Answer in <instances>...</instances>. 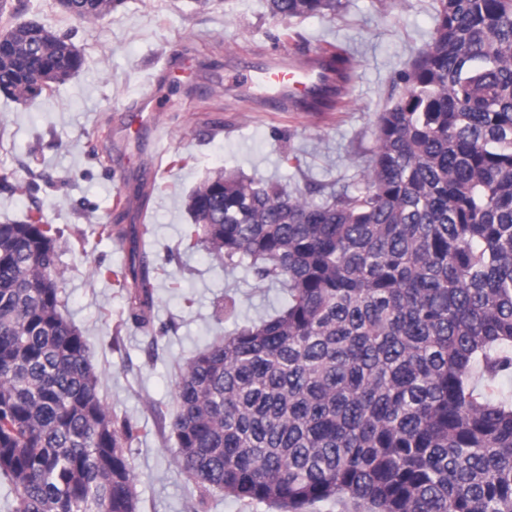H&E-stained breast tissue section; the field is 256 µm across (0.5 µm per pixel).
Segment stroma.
<instances>
[{
    "instance_id": "obj_1",
    "label": "stroma",
    "mask_w": 512,
    "mask_h": 512,
    "mask_svg": "<svg viewBox=\"0 0 512 512\" xmlns=\"http://www.w3.org/2000/svg\"><path fill=\"white\" fill-rule=\"evenodd\" d=\"M25 3L0 19L67 36L84 64L35 101L0 93V224L38 207L59 230L62 314L86 340L112 416L140 429L128 448L139 512H197L196 490L173 461L180 370L235 323L279 309L284 294L246 265L227 268L204 248L186 249L188 197L216 171L298 187L316 200L352 182L376 145L380 112L403 92L399 73L431 39L430 0H342L337 15L285 22L265 0H124L92 24L58 0ZM286 27L303 43L285 41ZM326 42L351 58L342 111L253 110L237 82L243 64L277 51L300 58ZM170 63L184 71L161 82ZM157 88L168 107L154 131L122 127L126 109ZM120 196L130 206L117 207ZM132 224L148 228L139 250L154 285L142 321L126 290L97 274L127 264L119 235ZM228 300L230 321L217 313Z\"/></svg>"
}]
</instances>
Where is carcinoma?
<instances>
[{
	"label": "carcinoma",
	"mask_w": 512,
	"mask_h": 512,
	"mask_svg": "<svg viewBox=\"0 0 512 512\" xmlns=\"http://www.w3.org/2000/svg\"><path fill=\"white\" fill-rule=\"evenodd\" d=\"M280 20L341 0H266ZM122 0H66L91 23ZM431 41L399 74L369 165L310 201L218 175L190 198L187 247L287 292L199 351L177 382L174 462L206 508L220 491L275 512H512V0H433ZM0 92L20 102L79 71L65 36L10 25ZM343 78L350 58L332 43ZM58 230L0 224V475L13 512H137L127 446L79 330L61 313ZM152 306L132 254L107 269ZM474 383L479 389L487 386L495 398L512 403V374L498 377L493 383L486 382L485 379L478 376L473 377Z\"/></svg>",
	"instance_id": "1"
}]
</instances>
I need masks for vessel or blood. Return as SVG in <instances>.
<instances>
[{
	"label": "vessel or blood",
	"mask_w": 512,
	"mask_h": 512,
	"mask_svg": "<svg viewBox=\"0 0 512 512\" xmlns=\"http://www.w3.org/2000/svg\"><path fill=\"white\" fill-rule=\"evenodd\" d=\"M256 102L265 112H316L343 81L329 53L318 51L305 60L281 54L261 57L247 64L241 74ZM163 103L159 93L143 96L126 116L140 127L153 125Z\"/></svg>",
	"instance_id": "obj_1"
}]
</instances>
